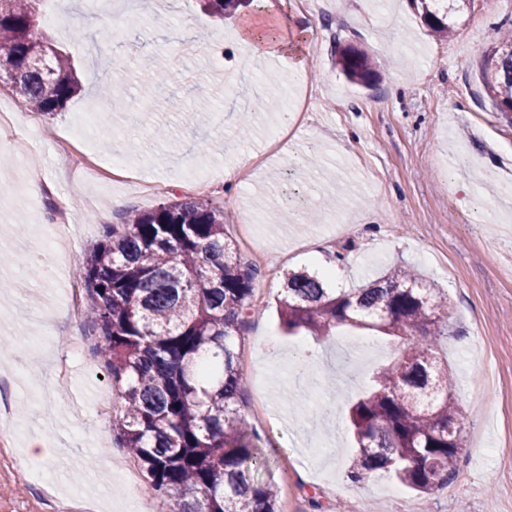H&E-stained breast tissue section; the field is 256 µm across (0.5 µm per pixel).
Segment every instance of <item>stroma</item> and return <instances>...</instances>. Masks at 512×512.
Here are the masks:
<instances>
[{
    "instance_id": "1",
    "label": "stroma",
    "mask_w": 512,
    "mask_h": 512,
    "mask_svg": "<svg viewBox=\"0 0 512 512\" xmlns=\"http://www.w3.org/2000/svg\"><path fill=\"white\" fill-rule=\"evenodd\" d=\"M123 2L88 13L83 0H46L42 23L81 80L61 112L32 111L0 83V97L39 126L22 153L0 141V250L39 260L35 268L0 267V378L11 382L19 419L0 445V512H56L88 497L122 512L123 500L139 494L105 465L120 452L110 420L98 416L97 394L109 379L94 357L66 354L74 339L93 342L82 322L65 316L72 274L123 210L201 194L223 207L227 238L258 270L255 316L236 345L242 414L260 435L265 479L297 486L293 512H353L358 499L363 512H512V122L480 81L497 26L512 23V0H471L447 38L434 36L409 0H393L384 15L375 0H279L278 10L307 31L301 74L276 56L240 66L237 20L209 16L200 0ZM70 13L86 14L81 33L63 25ZM145 16L155 20L151 31L131 32ZM103 30L109 41L100 40ZM347 45L371 59L368 85L337 68ZM153 56L166 59L171 80L154 79ZM258 71L276 92L300 89L309 101L276 151L269 135L279 111L253 113L247 142L233 135ZM104 83L115 85L124 111L100 96ZM89 110L100 161L124 156L136 177L163 184L162 194L146 198L67 171L60 142ZM128 137L137 149H124ZM313 151L318 164L304 166ZM58 198L72 205L70 239L52 255L39 243ZM271 198L287 212L308 204V213L299 223L277 221ZM116 199L122 208H113ZM327 259L348 288L411 266L447 295L452 333L438 353L465 423L447 496L382 476L350 481L348 408L402 344L346 326L325 337L285 331V273ZM362 334L370 347L355 345ZM35 437L51 454L16 468Z\"/></svg>"
}]
</instances>
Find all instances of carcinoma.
<instances>
[{"mask_svg": "<svg viewBox=\"0 0 512 512\" xmlns=\"http://www.w3.org/2000/svg\"><path fill=\"white\" fill-rule=\"evenodd\" d=\"M44 0H0V80L36 111L54 115L80 91L69 55L40 26ZM246 0H206L210 14H234ZM438 37L455 31L469 0H410ZM354 83L370 78L367 54L339 52ZM498 111L512 114V37L500 36L480 65ZM77 276L95 354L121 411L112 431L138 460L150 486L175 512H279L275 485L259 475V436L241 414L236 342L254 316L257 272L224 235V210L205 198L132 212L85 255ZM447 297L397 267L361 287L332 288L306 271L285 274L282 324L325 336L338 325L378 329L404 341L401 356L372 376L349 408L358 445L350 479L385 474L425 494L448 486L463 427L448 366L435 347L450 333Z\"/></svg>", "mask_w": 512, "mask_h": 512, "instance_id": "1", "label": "carcinoma"}]
</instances>
